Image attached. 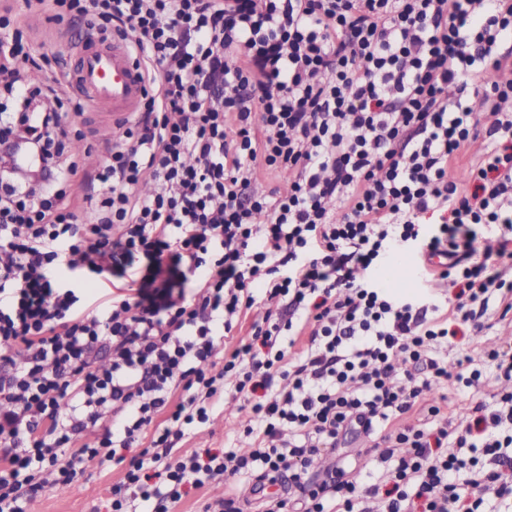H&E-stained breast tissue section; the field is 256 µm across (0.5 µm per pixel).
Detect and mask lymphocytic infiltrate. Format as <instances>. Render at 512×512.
Listing matches in <instances>:
<instances>
[{
	"label": "lymphocytic infiltrate",
	"mask_w": 512,
	"mask_h": 512,
	"mask_svg": "<svg viewBox=\"0 0 512 512\" xmlns=\"http://www.w3.org/2000/svg\"><path fill=\"white\" fill-rule=\"evenodd\" d=\"M133 44L147 71L141 112L99 142L89 221L62 187L82 112L43 78L21 16H0V113L9 138L42 145L41 191L0 156V512H27L50 472L128 461L112 512H170L232 472L287 475L297 497L261 512H491L512 501V391L470 408L462 429L404 426L438 416L432 391L481 384L465 358L434 357L449 321L512 310V0H24ZM486 143L468 184L448 168ZM156 188L140 196L143 170ZM288 171L275 198L259 172ZM267 213L268 223H255ZM438 226L421 239L420 226ZM476 224L500 225L477 254ZM419 242L455 303L428 321L356 281L393 247ZM104 277L111 300L84 309L60 269ZM248 342L213 358L257 299ZM314 327L296 360L302 324ZM251 399V448L184 453L217 395ZM181 399H174V391ZM371 437L376 481L307 467L350 433Z\"/></svg>",
	"instance_id": "1"
}]
</instances>
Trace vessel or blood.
I'll return each mask as SVG.
<instances>
[{
	"label": "vessel or blood",
	"instance_id": "obj_1",
	"mask_svg": "<svg viewBox=\"0 0 512 512\" xmlns=\"http://www.w3.org/2000/svg\"><path fill=\"white\" fill-rule=\"evenodd\" d=\"M56 53L66 65L62 78L70 90L93 106H111L112 125L120 127L138 112L146 86L131 44L121 38H62Z\"/></svg>",
	"mask_w": 512,
	"mask_h": 512
}]
</instances>
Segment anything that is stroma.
I'll return each instance as SVG.
<instances>
[{
    "instance_id": "35a3bbf8",
    "label": "stroma",
    "mask_w": 512,
    "mask_h": 512,
    "mask_svg": "<svg viewBox=\"0 0 512 512\" xmlns=\"http://www.w3.org/2000/svg\"><path fill=\"white\" fill-rule=\"evenodd\" d=\"M30 30L24 39L34 54H49L50 59L45 68L51 76H59L60 68L52 53L54 44L64 34L73 32L75 21L72 17L63 20H50L46 17L29 18ZM399 267L388 269L386 263H378L370 277L374 283L388 289L396 298L409 300L418 306L432 307L445 305L455 293L448 281L436 276L426 275L419 258L416 244H409L398 254ZM484 328L476 332L465 330L463 335L449 338L447 345L435 351L436 357L455 363L458 356L470 355L481 359L484 351L498 343L512 342V313L502 314L497 303H490L487 313L483 316ZM500 382L488 379L481 392L458 389L449 385L448 407L433 419L412 413L406 416V423L439 426L445 423L460 425L465 423L470 402L479 400L481 394L499 390ZM253 418L250 404L244 400L225 394L219 400L206 425L190 428L181 448L191 452L199 448H223L226 450H244L249 448L251 439L245 433L246 427ZM128 468L127 463L110 462L104 465L88 464L81 476L67 489L49 484L39 492L30 503L29 512H107L105 502L114 484L119 483ZM235 494L240 499H249V484L241 476L230 473L207 482L197 491L178 503L173 512H204L206 504H213L228 495Z\"/></svg>"
}]
</instances>
